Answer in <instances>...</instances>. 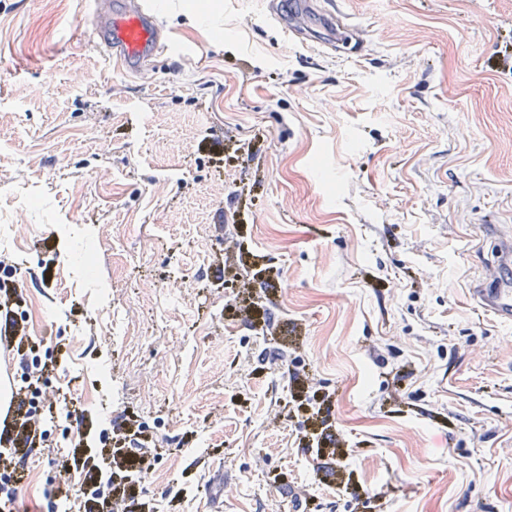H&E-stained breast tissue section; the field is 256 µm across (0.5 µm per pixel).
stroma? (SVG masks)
<instances>
[{
	"label": "stroma",
	"instance_id": "35a3bbf8",
	"mask_svg": "<svg viewBox=\"0 0 512 512\" xmlns=\"http://www.w3.org/2000/svg\"><path fill=\"white\" fill-rule=\"evenodd\" d=\"M336 6L363 57L176 0L131 75L85 0H0L20 512L132 424L161 455L125 512H213L219 468L222 512H512V326L469 293L512 231V0Z\"/></svg>",
	"mask_w": 512,
	"mask_h": 512
}]
</instances>
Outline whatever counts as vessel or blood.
Here are the masks:
<instances>
[{
  "mask_svg": "<svg viewBox=\"0 0 512 512\" xmlns=\"http://www.w3.org/2000/svg\"><path fill=\"white\" fill-rule=\"evenodd\" d=\"M87 5L104 55L127 73H138L159 49L172 46L160 21L169 0H142L141 9L134 13L126 11L122 0H87ZM304 12V6L291 8L286 0H278L273 15L284 32L295 35ZM495 246L496 278L473 283L470 292L485 312L508 326L512 324V237L497 235Z\"/></svg>",
  "mask_w": 512,
  "mask_h": 512,
  "instance_id": "b4317fda",
  "label": "vessel or blood"
}]
</instances>
